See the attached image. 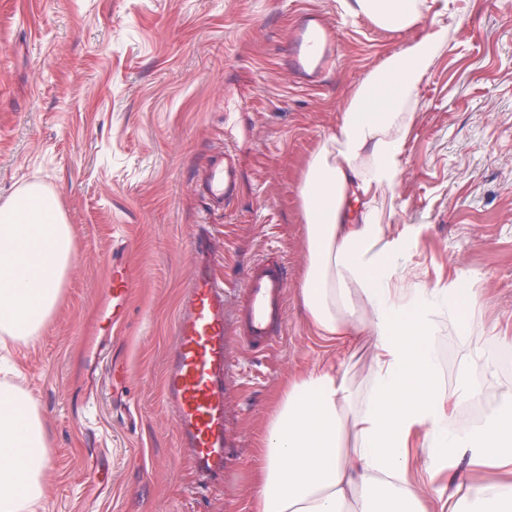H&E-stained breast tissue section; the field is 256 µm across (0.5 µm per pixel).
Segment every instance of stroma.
Listing matches in <instances>:
<instances>
[{"instance_id": "obj_1", "label": "stroma", "mask_w": 512, "mask_h": 512, "mask_svg": "<svg viewBox=\"0 0 512 512\" xmlns=\"http://www.w3.org/2000/svg\"><path fill=\"white\" fill-rule=\"evenodd\" d=\"M312 8L336 25L340 56L318 88L293 85L283 66L295 15ZM450 44L423 83L418 117L387 224L425 230L410 282L461 279L483 305L462 313L498 357L512 340V0H453ZM427 27L396 31L344 0H0V201L36 183L54 192L71 228L73 266L32 345H10L15 383L50 434L46 493L37 512H249L258 441L285 386L336 351L298 305L305 262L299 183L315 147L366 73ZM231 144L238 192L207 202L199 184ZM207 234L211 273L224 285V477L196 486L176 444L163 394L181 298L195 271L192 241ZM137 270L129 315L112 337L122 394L110 370L87 382L81 344L98 318L112 253ZM282 256L285 332L263 353L239 334L245 272ZM453 339L450 388L512 391V374L484 372ZM97 468L105 490L90 497ZM450 459L438 485L500 478Z\"/></svg>"}]
</instances>
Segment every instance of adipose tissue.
Segmentation results:
<instances>
[{"label":"adipose tissue","mask_w":512,"mask_h":512,"mask_svg":"<svg viewBox=\"0 0 512 512\" xmlns=\"http://www.w3.org/2000/svg\"><path fill=\"white\" fill-rule=\"evenodd\" d=\"M449 0H349L347 7L410 39L357 87L336 128L311 156L299 195L306 261L299 302L322 339L339 348L359 337L374 356L365 394L342 363L324 361L289 383L261 440L251 512H428L426 496L448 512H512V480H497L450 499L432 479L460 449L478 462L512 465V393L465 432L449 429L451 412L474 394L447 390L435 339L442 322L458 323L470 358L494 371L483 331L459 322L460 305L481 299L467 282L430 287L404 272L424 227H391L376 207L394 192L419 103L418 91L448 47ZM73 259L70 226L56 195L37 184L0 203V338L30 343L54 310ZM49 441L30 394L0 385V512H35L44 496ZM422 452L428 482L410 477Z\"/></svg>","instance_id":"1"}]
</instances>
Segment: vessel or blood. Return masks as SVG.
<instances>
[{"instance_id": "obj_1", "label": "vessel or blood", "mask_w": 512, "mask_h": 512, "mask_svg": "<svg viewBox=\"0 0 512 512\" xmlns=\"http://www.w3.org/2000/svg\"><path fill=\"white\" fill-rule=\"evenodd\" d=\"M339 43L334 24L322 12L301 11L286 49L288 72L313 86L336 65ZM209 201L228 205L237 196L232 148L213 156L200 184ZM287 267L283 259L257 261L243 283L242 336L262 351L283 335L287 299ZM131 297L126 256L112 258V286L102 314L110 323L125 319ZM224 285L208 263H200L180 304L174 346L166 362L164 398L177 422V445L184 448L200 483L224 471Z\"/></svg>"}]
</instances>
